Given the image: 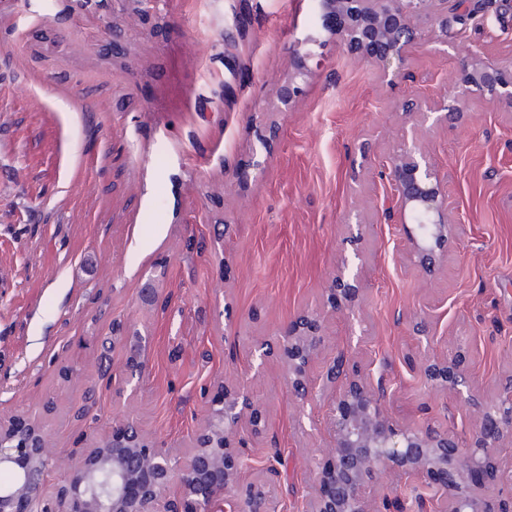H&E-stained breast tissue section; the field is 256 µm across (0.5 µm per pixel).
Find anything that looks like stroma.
<instances>
[{
    "instance_id": "1",
    "label": "stroma",
    "mask_w": 512,
    "mask_h": 512,
    "mask_svg": "<svg viewBox=\"0 0 512 512\" xmlns=\"http://www.w3.org/2000/svg\"><path fill=\"white\" fill-rule=\"evenodd\" d=\"M466 9L468 21L422 24L391 83L329 41L278 112L298 38L321 31L315 0H0V418L50 435L49 486L119 417L188 447L209 401L241 381L265 420L246 477L278 449L284 512H302L331 446V396L298 407L277 361L259 375L251 363L307 313L324 316L313 380L337 351L358 349L384 371L389 414L470 433L471 418L417 373L425 354L461 349L480 395L512 376V110L459 83L471 56L512 65V0ZM170 88L178 111H147ZM410 104L459 111L422 132L461 225L431 278L401 225L375 219ZM261 120L274 128L263 144ZM359 216L354 317L326 299ZM131 336L144 364L133 382Z\"/></svg>"
}]
</instances>
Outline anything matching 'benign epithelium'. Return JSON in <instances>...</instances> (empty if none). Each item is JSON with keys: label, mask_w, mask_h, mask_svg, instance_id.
Here are the masks:
<instances>
[{"label": "benign epithelium", "mask_w": 512, "mask_h": 512, "mask_svg": "<svg viewBox=\"0 0 512 512\" xmlns=\"http://www.w3.org/2000/svg\"><path fill=\"white\" fill-rule=\"evenodd\" d=\"M432 2L319 0V9L324 20H334L323 25L329 36L388 77L396 75L393 64L418 38L415 19ZM460 83L512 109V69L475 56ZM416 127L411 125V139L390 161L395 205L381 217L402 224L418 267L432 276L458 240L459 227ZM359 293L360 271L345 256L329 289L331 309H354ZM321 331V316L304 314L278 340L289 392L303 404L314 396L309 368L323 345ZM465 361L462 352L451 359L429 357L418 367L433 390L450 395L477 419L464 443L446 431L394 419L385 408L384 373L362 364L353 351L338 352L322 384L332 392L326 425L333 444L303 512H386L389 501L380 499L385 474L440 491L451 512H512V502L496 504L489 496L502 478L495 450L512 438V382L496 398L483 399L474 392ZM262 423L245 385L226 384L190 448H160L126 418L47 496L46 476L57 462L48 435L34 425L19 429L0 420V469L15 473L11 485L0 487V512H39L42 503L44 512H279L287 490L278 457L266 458L250 483L241 479L249 459L244 437L259 432Z\"/></svg>", "instance_id": "7a95c632"}]
</instances>
